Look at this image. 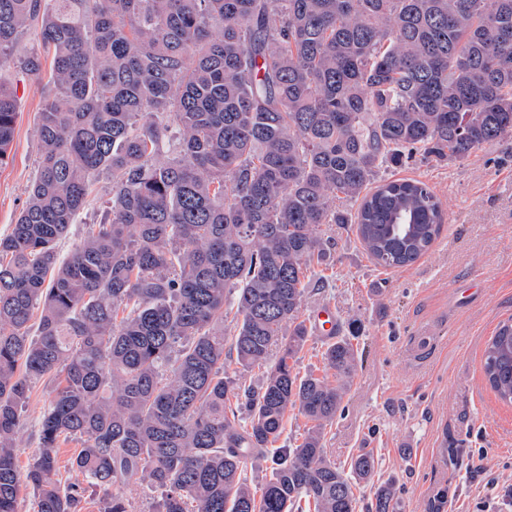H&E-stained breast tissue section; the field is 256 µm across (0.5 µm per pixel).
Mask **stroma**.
Here are the masks:
<instances>
[{
  "label": "stroma",
  "instance_id": "1",
  "mask_svg": "<svg viewBox=\"0 0 512 512\" xmlns=\"http://www.w3.org/2000/svg\"><path fill=\"white\" fill-rule=\"evenodd\" d=\"M0 78L18 101L9 161L0 167V236L28 199L40 160L38 126L44 80L4 69ZM391 179H419L442 204L445 224L414 264H374L348 227L325 225L329 253L313 265L300 315L332 307L339 335L357 346L359 362L344 409L325 429L336 465L371 449L375 473L358 484L357 512H367L374 487L394 482L398 512H512V404L501 402L483 371L484 350L498 326L512 321V135L482 145L466 161L415 155L387 169ZM110 184L96 183L89 204L59 241L67 259L89 225L99 223ZM55 378L36 381L15 448L19 470L40 451L38 419ZM487 470L468 471L477 451Z\"/></svg>",
  "mask_w": 512,
  "mask_h": 512
}]
</instances>
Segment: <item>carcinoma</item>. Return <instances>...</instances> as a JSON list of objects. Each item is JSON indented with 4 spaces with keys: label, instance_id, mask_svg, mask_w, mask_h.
Masks as SVG:
<instances>
[{
    "label": "carcinoma",
    "instance_id": "obj_1",
    "mask_svg": "<svg viewBox=\"0 0 512 512\" xmlns=\"http://www.w3.org/2000/svg\"><path fill=\"white\" fill-rule=\"evenodd\" d=\"M32 27L52 89L38 173L0 237V512L23 487L37 512H77L84 487L57 478L62 437L83 442L71 466L88 485L136 479L160 491L157 512H356L352 480L375 459L346 474L323 431L358 353L335 336L334 379L295 371L308 270L325 224L352 225L385 269L432 247L434 192L380 172L512 135V0H0V68L42 76L40 54L14 53ZM16 118L0 81V166ZM102 177L104 222L59 260ZM230 301V350L265 368L257 390L224 373ZM483 369L512 403L511 322ZM45 376L61 381L22 474L21 411ZM290 409L310 426L274 448ZM268 461L257 491L243 473ZM396 507L395 485H379L372 512ZM101 512L132 509L115 492Z\"/></svg>",
    "mask_w": 512,
    "mask_h": 512
}]
</instances>
